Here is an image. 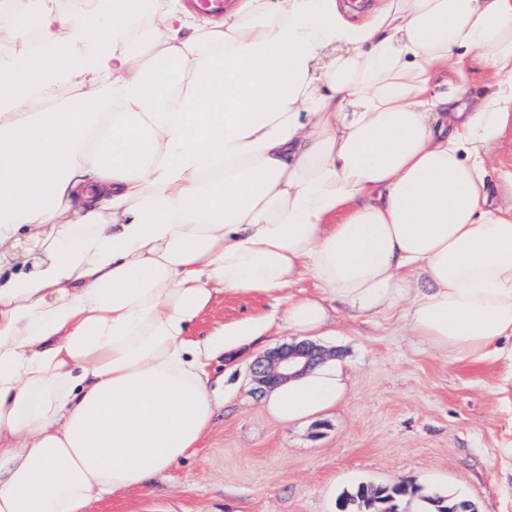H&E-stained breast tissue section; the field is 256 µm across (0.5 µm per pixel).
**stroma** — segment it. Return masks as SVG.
<instances>
[{
    "instance_id": "1",
    "label": "stroma",
    "mask_w": 512,
    "mask_h": 512,
    "mask_svg": "<svg viewBox=\"0 0 512 512\" xmlns=\"http://www.w3.org/2000/svg\"><path fill=\"white\" fill-rule=\"evenodd\" d=\"M274 309L264 294L227 295L194 332ZM291 341L274 331L212 360L221 407L202 447L90 512H338L344 491L402 481L472 512H512V381L502 363L451 360L402 317H353L340 306L335 335L319 344L345 364L346 393L322 416L286 426L267 412L251 366L260 347Z\"/></svg>"
}]
</instances>
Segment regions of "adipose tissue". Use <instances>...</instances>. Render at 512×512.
I'll return each instance as SVG.
<instances>
[{"label":"adipose tissue","instance_id":"adipose-tissue-1","mask_svg":"<svg viewBox=\"0 0 512 512\" xmlns=\"http://www.w3.org/2000/svg\"><path fill=\"white\" fill-rule=\"evenodd\" d=\"M0 512H89L199 448L208 360L330 303L399 312L457 361H512V0H0ZM490 94L462 107L472 60ZM312 281L315 291L292 289ZM280 316L202 339L225 294ZM341 362L267 393L280 423Z\"/></svg>","mask_w":512,"mask_h":512}]
</instances>
